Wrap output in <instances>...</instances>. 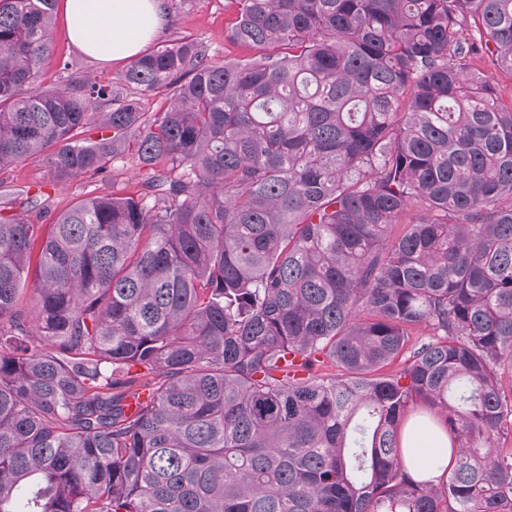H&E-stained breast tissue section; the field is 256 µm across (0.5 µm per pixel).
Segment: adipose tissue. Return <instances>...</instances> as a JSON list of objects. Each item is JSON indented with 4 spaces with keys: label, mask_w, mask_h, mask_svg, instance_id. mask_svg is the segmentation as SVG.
<instances>
[{
    "label": "adipose tissue",
    "mask_w": 512,
    "mask_h": 512,
    "mask_svg": "<svg viewBox=\"0 0 512 512\" xmlns=\"http://www.w3.org/2000/svg\"><path fill=\"white\" fill-rule=\"evenodd\" d=\"M69 39L89 57L131 62L161 28L166 0H64ZM455 454L446 429L419 426L408 419L404 428V464L418 481L447 478Z\"/></svg>",
    "instance_id": "ef3b65f1"
}]
</instances>
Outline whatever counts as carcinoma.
I'll return each instance as SVG.
<instances>
[{
  "label": "carcinoma",
  "mask_w": 512,
  "mask_h": 512,
  "mask_svg": "<svg viewBox=\"0 0 512 512\" xmlns=\"http://www.w3.org/2000/svg\"><path fill=\"white\" fill-rule=\"evenodd\" d=\"M236 2L277 51L44 88L58 0H0V170L145 171L46 231L0 181V512H512V0ZM403 434L404 464L412 478L437 483L448 477L456 449L446 429L438 424L421 427L409 418Z\"/></svg>",
  "instance_id": "cac0c4a2"
}]
</instances>
